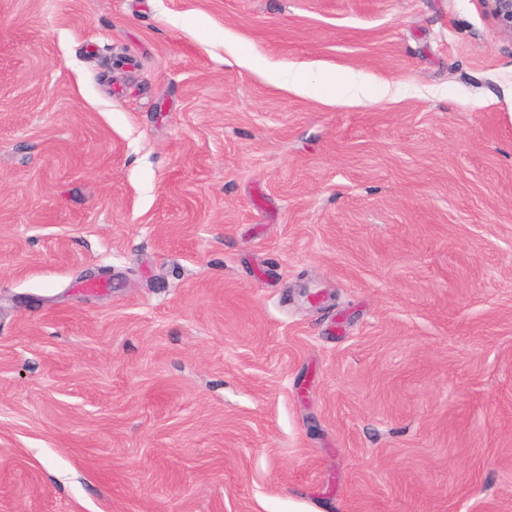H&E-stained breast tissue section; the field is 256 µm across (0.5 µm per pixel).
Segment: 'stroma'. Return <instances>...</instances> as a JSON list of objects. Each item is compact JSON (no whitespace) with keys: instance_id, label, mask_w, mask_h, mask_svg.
Listing matches in <instances>:
<instances>
[{"instance_id":"stroma-1","label":"stroma","mask_w":512,"mask_h":512,"mask_svg":"<svg viewBox=\"0 0 512 512\" xmlns=\"http://www.w3.org/2000/svg\"><path fill=\"white\" fill-rule=\"evenodd\" d=\"M0 512H512L481 0H0Z\"/></svg>"}]
</instances>
